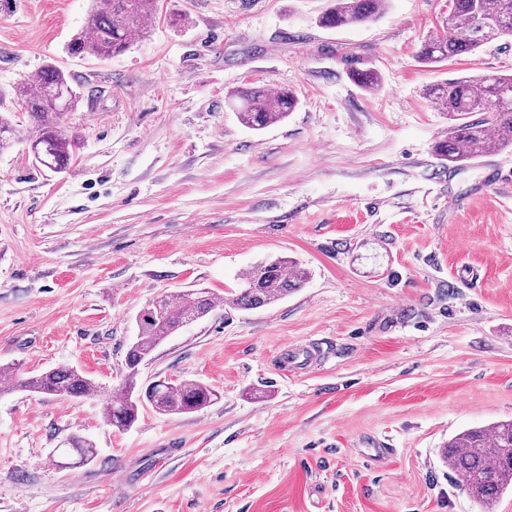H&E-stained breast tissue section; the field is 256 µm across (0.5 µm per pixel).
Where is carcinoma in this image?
<instances>
[{"mask_svg": "<svg viewBox=\"0 0 512 512\" xmlns=\"http://www.w3.org/2000/svg\"><path fill=\"white\" fill-rule=\"evenodd\" d=\"M386 7L385 0H333L320 18L325 27L338 28L365 23ZM157 10V0H91L84 29L69 41L70 55L107 59L130 48L146 34L145 19ZM512 40V0H449L448 12L440 18L439 33L424 40L416 52L423 65H436L475 54L483 47ZM365 89L379 86L374 70L354 73ZM31 90L19 95L11 106L0 102V149L14 139L16 126L11 114L26 112L33 118L37 134L31 141L35 162L62 173L71 158L73 139L64 125L63 113L78 108L80 95L71 77L55 64L26 77ZM435 108L448 113V137L437 142L435 154L451 164L512 148V74L460 76L426 89ZM228 107L239 121L252 130H262L295 111V94L283 89L271 94L262 87L237 90L227 97ZM480 113L481 118L471 119ZM308 272L287 257L267 259L254 265L243 280V288L233 304L258 309L282 300L302 287ZM216 297L207 289H189L161 297L137 317L138 335L126 353L129 373L120 384L119 397L103 408L105 420L119 430L132 427L145 406L164 416L201 411L218 400L210 385L199 381L156 380L137 385L139 365L169 336L208 315ZM12 390L74 399L95 391L94 382L73 367L53 368L21 377L12 371L0 372V393ZM76 453L65 468L93 462L96 448L79 437L71 439V449L54 452ZM448 470L458 476L461 486L479 504L482 512L512 489V420L471 428L453 436L442 449Z\"/></svg>", "mask_w": 512, "mask_h": 512, "instance_id": "obj_1", "label": "carcinoma"}]
</instances>
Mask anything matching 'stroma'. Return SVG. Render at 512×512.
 Segmentation results:
<instances>
[{
    "label": "stroma",
    "instance_id": "35a3bbf8",
    "mask_svg": "<svg viewBox=\"0 0 512 512\" xmlns=\"http://www.w3.org/2000/svg\"><path fill=\"white\" fill-rule=\"evenodd\" d=\"M329 5L159 0L145 37L95 59L66 52L89 0H0V99L49 63L81 94L65 172L32 164L24 112L0 152V368L98 386L0 394V512H479L441 450L512 420V152L445 167L448 117L425 90L511 73L512 46L426 67L441 0L342 28L320 25ZM367 68L376 89L351 78ZM254 86L299 104L251 130L225 99ZM271 256L306 283L235 306ZM191 288L216 307L137 381L198 380L220 400L113 428L102 410L138 313ZM300 344L313 360L288 363ZM74 435L97 458L59 469L50 451Z\"/></svg>",
    "mask_w": 512,
    "mask_h": 512
}]
</instances>
